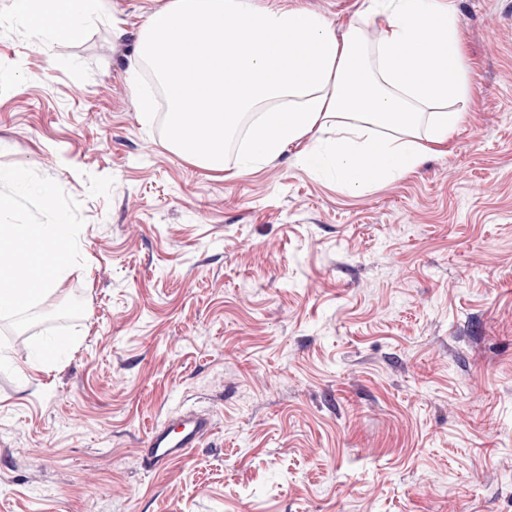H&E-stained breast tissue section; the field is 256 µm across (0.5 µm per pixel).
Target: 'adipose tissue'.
<instances>
[{"label":"adipose tissue","instance_id":"adipose-tissue-1","mask_svg":"<svg viewBox=\"0 0 512 512\" xmlns=\"http://www.w3.org/2000/svg\"><path fill=\"white\" fill-rule=\"evenodd\" d=\"M26 15L63 12L69 32L108 14L106 0H24ZM380 35L364 48L366 19ZM439 29L432 52L427 27ZM194 41L174 56L185 32ZM150 67L167 92L169 145L221 172L224 142L253 116L240 156L253 167L294 147L309 171L367 191L447 153L471 104L460 19L439 0H367L344 35L321 15L253 0H165L144 24L128 75ZM198 112L188 117L185 101Z\"/></svg>","mask_w":512,"mask_h":512}]
</instances>
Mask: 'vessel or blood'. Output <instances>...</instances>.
Segmentation results:
<instances>
[{
    "instance_id": "vessel-or-blood-1",
    "label": "vessel or blood",
    "mask_w": 512,
    "mask_h": 512,
    "mask_svg": "<svg viewBox=\"0 0 512 512\" xmlns=\"http://www.w3.org/2000/svg\"><path fill=\"white\" fill-rule=\"evenodd\" d=\"M213 432L209 413L188 408L152 424L141 444V454L149 468L161 470L173 460L186 458Z\"/></svg>"
}]
</instances>
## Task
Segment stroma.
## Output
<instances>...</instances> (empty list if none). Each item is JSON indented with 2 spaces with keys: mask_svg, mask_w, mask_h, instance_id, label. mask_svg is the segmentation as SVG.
Listing matches in <instances>:
<instances>
[{
  "mask_svg": "<svg viewBox=\"0 0 512 512\" xmlns=\"http://www.w3.org/2000/svg\"><path fill=\"white\" fill-rule=\"evenodd\" d=\"M73 37L0 0V166L78 202L77 343L40 367L0 319V512H512V0H451L471 117L368 191L295 150L202 170L126 79L164 0ZM299 5L344 33L362 0ZM215 430L155 471L150 425Z\"/></svg>",
  "mask_w": 512,
  "mask_h": 512,
  "instance_id": "1",
  "label": "stroma"
}]
</instances>
